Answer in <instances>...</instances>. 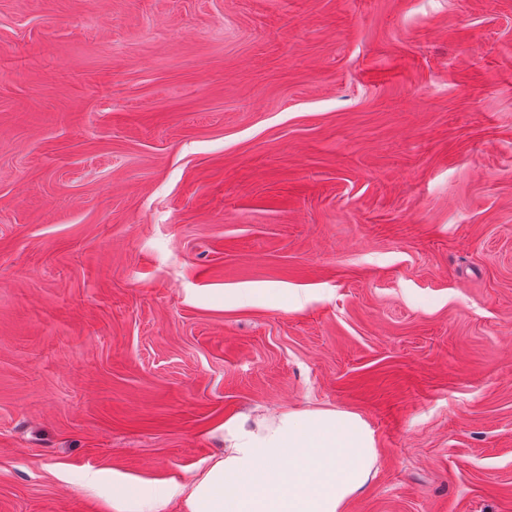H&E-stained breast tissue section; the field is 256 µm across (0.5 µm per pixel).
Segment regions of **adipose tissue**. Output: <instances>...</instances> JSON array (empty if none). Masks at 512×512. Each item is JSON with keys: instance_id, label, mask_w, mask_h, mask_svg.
<instances>
[{"instance_id": "ef3b65f1", "label": "adipose tissue", "mask_w": 512, "mask_h": 512, "mask_svg": "<svg viewBox=\"0 0 512 512\" xmlns=\"http://www.w3.org/2000/svg\"><path fill=\"white\" fill-rule=\"evenodd\" d=\"M221 453L189 476L131 485L112 475V512H346L378 460L373 430L358 414L310 408L225 420Z\"/></svg>"}]
</instances>
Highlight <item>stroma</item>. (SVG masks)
<instances>
[{
    "mask_svg": "<svg viewBox=\"0 0 512 512\" xmlns=\"http://www.w3.org/2000/svg\"><path fill=\"white\" fill-rule=\"evenodd\" d=\"M313 407L512 512V0H0V512Z\"/></svg>",
    "mask_w": 512,
    "mask_h": 512,
    "instance_id": "stroma-1",
    "label": "stroma"
}]
</instances>
